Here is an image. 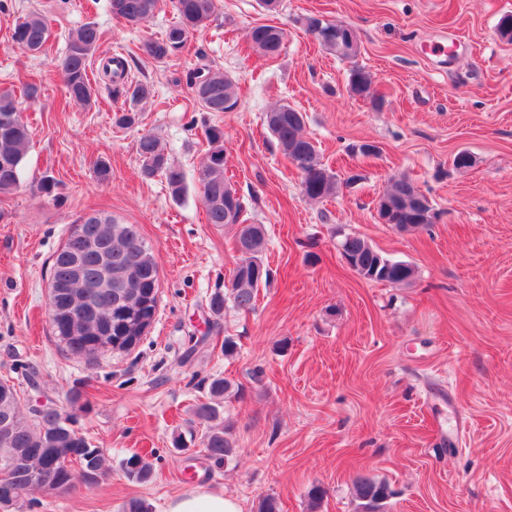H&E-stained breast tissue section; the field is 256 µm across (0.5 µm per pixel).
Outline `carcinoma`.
I'll return each mask as SVG.
<instances>
[{
  "instance_id": "1",
  "label": "carcinoma",
  "mask_w": 512,
  "mask_h": 512,
  "mask_svg": "<svg viewBox=\"0 0 512 512\" xmlns=\"http://www.w3.org/2000/svg\"><path fill=\"white\" fill-rule=\"evenodd\" d=\"M163 0H110V10L117 20L128 25H140L161 9ZM176 20L167 26L161 37L148 39L139 47L145 59L161 61L180 53L190 38L203 31L212 21L215 0H171ZM283 29L267 24L253 26L248 33L252 50L260 57L279 54ZM103 32L95 23L82 26L68 39L60 72L68 95V102L90 107L98 99L97 83L88 73L89 60L95 53ZM49 29L46 18L32 13L19 21L12 32L14 44L39 53L47 43ZM320 45L341 59H353L358 54V37H353L347 48L336 43V36L319 40ZM195 99L206 112H227L237 106L233 79L220 69L201 67L189 77ZM350 90L360 98L373 97L372 80L363 69L355 67L350 74ZM126 93L137 105L153 97L148 83L137 82ZM268 130L282 152L301 173V192L311 200L336 196L340 182L325 165L315 142L304 132L305 115L296 108L282 104L265 114ZM204 135L210 144L199 173L200 191L208 223L219 228L237 227L238 258L233 271L229 297L215 296L210 309L219 316L226 300L238 310L254 309L258 289L270 282L272 273L264 262L266 233L261 224H248L244 219L245 206L237 190L226 177L227 152L224 148V130L208 125ZM31 139L28 125L23 121L20 102L14 91L0 90V194L16 191L20 185L21 163ZM137 152L142 161L144 176H164L172 198L181 200L187 191L186 175L171 161L161 141L151 133L142 134L137 141ZM377 214L388 217V223L400 231H412L433 223L434 208L429 197L407 176L392 178L378 199ZM83 232L70 236L55 253L50 279L69 283V301L79 305L90 298L96 310L107 313L116 300L117 292L126 282H135L148 290L159 289V267L150 247H133L142 238L139 225L122 224L115 219L81 220ZM341 253L361 277L394 285L409 283L414 268L401 261L384 257L364 238L347 235L340 243ZM81 253L85 259V275L78 281L70 278L68 256ZM112 276V291L98 287L103 273ZM68 354L94 362L99 354H89L80 341L64 344ZM74 412L52 408L43 417H27L19 404L15 385L0 381V475L10 485L25 492L41 487L45 470L56 464V476L65 488L77 479L86 481L88 472H109L102 449L91 445L84 434L72 427ZM207 455L221 462L233 452L232 442L222 426L212 428L203 440ZM79 463L75 474L65 461ZM126 476L138 482L147 481L152 467L142 456L133 454L123 463ZM356 495L363 501V512H384L392 496L389 485L369 474H360L354 480Z\"/></svg>"
}]
</instances>
